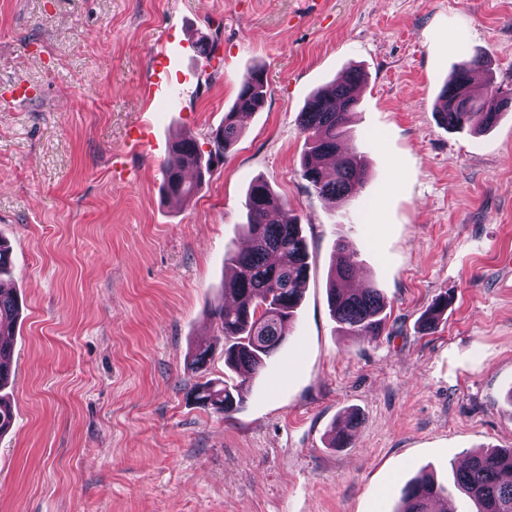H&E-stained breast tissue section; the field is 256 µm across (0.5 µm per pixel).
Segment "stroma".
Segmentation results:
<instances>
[{
	"label": "stroma",
	"instance_id": "stroma-1",
	"mask_svg": "<svg viewBox=\"0 0 512 512\" xmlns=\"http://www.w3.org/2000/svg\"><path fill=\"white\" fill-rule=\"evenodd\" d=\"M465 54L512 88V0H0V283L22 302L0 512H394L418 472L444 484L461 457L512 448V111L486 132L439 124ZM258 65L263 109L191 202L166 198L174 138L207 144ZM351 69L344 146L369 171L335 204L300 176L297 116ZM17 80L36 96L4 99ZM116 156L132 181L112 178ZM257 178L298 216L310 272L287 340L226 416L189 392L226 374L209 311ZM341 241L390 303L380 335L330 315ZM351 413L357 435L331 447Z\"/></svg>",
	"mask_w": 512,
	"mask_h": 512
}]
</instances>
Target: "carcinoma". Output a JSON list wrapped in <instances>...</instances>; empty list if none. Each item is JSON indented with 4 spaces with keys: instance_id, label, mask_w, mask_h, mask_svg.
Segmentation results:
<instances>
[{
    "instance_id": "cac0c4a2",
    "label": "carcinoma",
    "mask_w": 512,
    "mask_h": 512,
    "mask_svg": "<svg viewBox=\"0 0 512 512\" xmlns=\"http://www.w3.org/2000/svg\"><path fill=\"white\" fill-rule=\"evenodd\" d=\"M487 68L478 57H465L454 67L435 102L439 122L452 130L482 131L492 127L512 97L497 89L476 98L470 87L472 73ZM363 74L352 70L330 86L315 92L299 112V126L308 134L309 146L300 158V175L316 194L331 202L352 196L366 180L363 158L338 155L348 117L357 106L356 91ZM266 76L256 67L243 78L224 124L209 134L211 149L203 152L191 134L172 142L163 167L162 190L166 196L191 200L215 164L238 141V118L258 112L265 104ZM246 235L250 246L230 253L231 277L224 281V303L212 315L224 336V366L232 375L218 385L197 383L190 392L193 402L216 413L229 415L244 401V390L266 368L286 341L300 305L308 277L307 244L300 221L269 185L254 180L244 202ZM332 269L328 302L339 331L351 336H377L386 323L388 302L376 288L339 289L336 283L352 277L356 252L347 242L338 245ZM18 296L0 287V390L12 376L13 348L10 336L20 317ZM14 420L11 403L0 397V434ZM453 486L470 498L474 512H512V449L499 448L470 454L469 461L453 470ZM447 488L420 474L403 489L396 512H433L436 498Z\"/></svg>"
}]
</instances>
